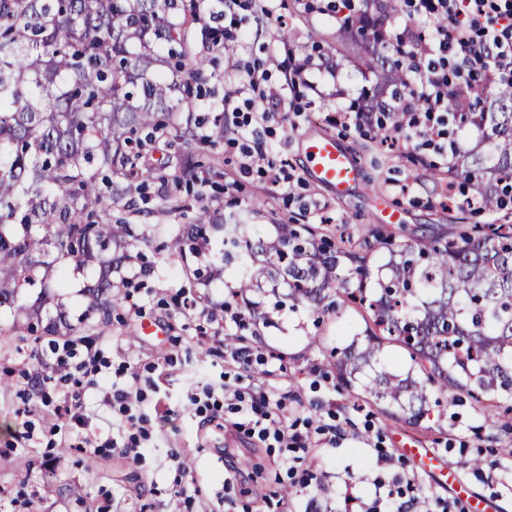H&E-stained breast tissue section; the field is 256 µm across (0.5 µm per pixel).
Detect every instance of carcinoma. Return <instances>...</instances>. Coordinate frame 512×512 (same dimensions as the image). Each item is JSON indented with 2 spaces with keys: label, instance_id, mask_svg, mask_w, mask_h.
I'll list each match as a JSON object with an SVG mask.
<instances>
[{
  "label": "carcinoma",
  "instance_id": "1",
  "mask_svg": "<svg viewBox=\"0 0 512 512\" xmlns=\"http://www.w3.org/2000/svg\"><path fill=\"white\" fill-rule=\"evenodd\" d=\"M339 36L352 43L393 96L408 78L384 54L383 28L394 6L369 0ZM200 0H0V306L37 311L47 280L69 259L85 268L102 263L132 225L112 216V203L137 209L150 184H196L208 174L194 154L176 152L158 167L146 158L156 144L210 146L224 138V121L201 131L174 120V100L199 98L213 59L198 37ZM481 112H460L448 95V116L471 122L488 142L448 166L483 209L497 212L512 189V84L473 83ZM210 223L198 208L195 223L177 228L167 248L182 253ZM301 232L281 225L274 241L245 242L249 263L239 292L276 276L293 299L313 312L328 309L329 291L360 301L377 332L365 348L350 344L336 362L349 387L372 367L383 340L402 343L413 362L402 378L385 369L361 382L379 403L418 419L434 390L512 398V224H460L448 235L421 236L418 251L389 249L390 279L356 289L338 279L348 258L366 268L367 256L344 244L325 250L296 243ZM84 313L108 317L122 301L120 285L101 272Z\"/></svg>",
  "mask_w": 512,
  "mask_h": 512
}]
</instances>
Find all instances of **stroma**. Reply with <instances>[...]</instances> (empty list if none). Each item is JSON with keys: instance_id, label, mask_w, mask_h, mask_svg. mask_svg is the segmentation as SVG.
<instances>
[{"instance_id": "1", "label": "stroma", "mask_w": 512, "mask_h": 512, "mask_svg": "<svg viewBox=\"0 0 512 512\" xmlns=\"http://www.w3.org/2000/svg\"><path fill=\"white\" fill-rule=\"evenodd\" d=\"M277 28L289 32L288 49L277 61L299 66L309 63L310 78L317 93L302 101V116L280 112L261 146L268 159L287 160L288 169L301 182L294 199L277 194L257 169L243 165L246 141L221 140L210 147L218 176L203 199L212 223L248 224L255 236L275 239L284 224L324 228L326 221L338 224L343 235L359 244L371 229H386L399 243L420 234H444L461 222L512 223V210L494 214L464 213L435 193L438 181L447 180V167L431 170L409 162L414 149L406 143L391 148L329 123L326 115L336 108H350L361 93H374L370 71L358 58L346 57V46L337 39L340 16L336 0H277ZM318 37L322 52L307 48ZM219 59L215 75L205 85L210 99L223 97L234 80L233 62L260 56L258 44L228 41L213 48ZM326 132L345 142L353 151L362 177L351 193L332 190L306 180V158L300 147L303 135ZM233 193H225V184ZM409 193H398L400 185ZM158 185H150L145 209L150 220L131 217L135 230L154 223L146 239L130 247L129 269L151 267L141 287L131 289L128 300L113 309L108 321L93 320L75 332V339L94 344L106 366L105 384L81 389L84 412L91 428L107 439L112 435V386L123 383L122 368L150 377L153 365L165 356L174 363L158 388L147 389L143 406L154 429V446L135 463L112 451L92 458L76 448L78 427L59 416L39 398L23 400L29 378L39 362L48 358L52 337L32 340L26 330L15 327L14 314L0 307V512H304L309 499H316L318 512H366L368 490L375 478L386 481L412 479L432 512H441L449 494L435 475L423 472L411 461L403 446L433 449L457 472L474 495L494 497L498 512H512V497L498 496L499 472L494 464L500 449L512 444V413L488 414L468 396H430L427 412L418 422L409 421L399 408L385 410L361 389H346L336 375V359L352 341L362 340L369 317L359 306L348 304L314 314L308 305H292L286 284L262 282L246 299H234L245 323L229 331L236 345L253 350L252 371L259 381L277 388L283 396L289 420L307 417L327 423L351 420L347 439L336 447L310 445L303 453L300 471L289 472L284 449L265 448L229 426L233 414H225L224 429L204 423L191 404L192 395L206 387L235 379L239 369L226 357L214 339H202L207 321L198 310L179 308L174 300L181 292L224 298L237 289L240 270L236 262H224L223 237L210 234L211 249L202 258L193 253L170 256L163 250L166 228L193 223L194 189L171 191L160 198ZM398 206L402 219L387 224L381 213L383 200ZM322 211H314V204ZM161 327V335L144 336L141 322ZM32 431V442L22 445L19 433ZM393 453L390 467L377 464L378 449ZM191 459L185 473H178L175 458ZM482 458L484 479L471 468ZM233 461L247 473L242 485L224 487V463ZM312 471L317 491L303 484L304 471ZM52 488H45L46 476ZM353 481L357 496L344 498L346 481ZM182 482L190 505L179 504L171 494Z\"/></svg>"}]
</instances>
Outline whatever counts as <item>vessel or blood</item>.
Segmentation results:
<instances>
[{"instance_id": "1", "label": "vessel or blood", "mask_w": 512, "mask_h": 512, "mask_svg": "<svg viewBox=\"0 0 512 512\" xmlns=\"http://www.w3.org/2000/svg\"><path fill=\"white\" fill-rule=\"evenodd\" d=\"M309 167L307 179L345 194L356 184L358 166L353 153L333 136H309L304 140ZM440 475L449 491L463 504L466 512H497L494 499L473 498L453 467H441Z\"/></svg>"}]
</instances>
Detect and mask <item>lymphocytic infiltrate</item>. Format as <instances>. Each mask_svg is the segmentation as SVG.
I'll list each match as a JSON object with an SVG mask.
<instances>
[{
    "label": "lymphocytic infiltrate",
    "instance_id": "obj_1",
    "mask_svg": "<svg viewBox=\"0 0 512 512\" xmlns=\"http://www.w3.org/2000/svg\"><path fill=\"white\" fill-rule=\"evenodd\" d=\"M406 6L410 16H441L446 20L429 38L409 27L399 35L400 44L409 48L411 70L420 75L413 92L397 104L398 109L411 115L402 136L404 141L419 145L442 132L449 96H456L461 111L469 110L467 91L474 77L490 84L512 82V0H406ZM232 68L241 73L242 80L225 91L221 100L224 133L240 139L260 136L276 119L266 93L271 74L257 60H239ZM101 363L99 351L90 346L71 342L56 345L51 358L42 361L30 392L42 402H50L49 387L55 381L81 386L100 374ZM220 393L236 416L235 428L247 430L260 441H274L290 451L291 463H298L295 451L306 447L311 436L333 445L346 435L345 428L328 423L319 425L311 435L298 431L289 424L273 388L262 385L243 389L225 383ZM144 402L142 377L131 373L122 387L112 392V405L118 410L117 435L105 441L85 430L78 394L66 396L56 411L80 426L77 446L83 452L94 456L117 450L138 462L153 433L143 411Z\"/></svg>",
    "mask_w": 512,
    "mask_h": 512
}]
</instances>
